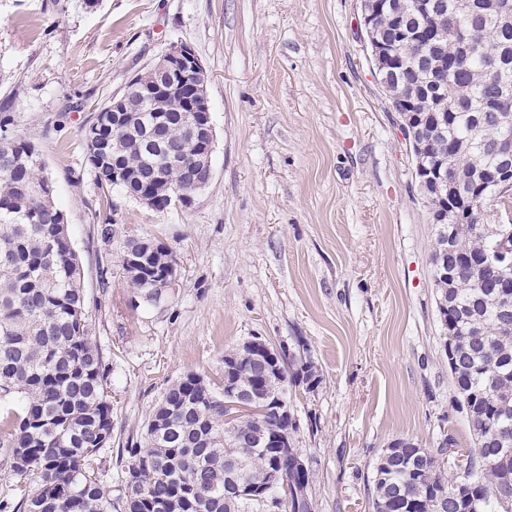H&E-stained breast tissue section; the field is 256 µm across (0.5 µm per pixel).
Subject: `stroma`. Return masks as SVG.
I'll return each instance as SVG.
<instances>
[{"label":"stroma","mask_w":512,"mask_h":512,"mask_svg":"<svg viewBox=\"0 0 512 512\" xmlns=\"http://www.w3.org/2000/svg\"><path fill=\"white\" fill-rule=\"evenodd\" d=\"M360 19L361 0H100L93 12L81 0H0V103L54 182L104 356L112 495L127 442L168 384L221 380L225 353L256 336L321 377L288 391L315 512H371L373 463L396 439L432 451L450 435L472 448L432 288L435 226ZM180 43L207 76L212 178L189 206L158 211L98 188L84 131ZM142 237L177 255L155 305L121 263Z\"/></svg>","instance_id":"obj_1"}]
</instances>
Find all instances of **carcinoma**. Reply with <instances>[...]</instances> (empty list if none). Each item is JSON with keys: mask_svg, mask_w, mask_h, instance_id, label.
I'll use <instances>...</instances> for the list:
<instances>
[{"mask_svg": "<svg viewBox=\"0 0 512 512\" xmlns=\"http://www.w3.org/2000/svg\"><path fill=\"white\" fill-rule=\"evenodd\" d=\"M398 20L376 15L378 37L396 40L388 67L398 68L409 84L383 86L394 111L444 116L438 127L409 126V137L429 143L414 158L415 179L422 170L445 164L448 172L479 178L498 162L497 142L512 138V119L500 116L501 87L512 89V0H394ZM441 62L443 82L434 96L422 92ZM200 75L168 83L158 100L165 121L158 139L180 144L196 163L207 159L190 141L186 117L192 87ZM121 167L139 171L162 194L156 209L187 202L194 195L197 169L171 168L158 151L149 152L128 131L101 132ZM87 163L101 189L112 188V157ZM35 144L12 134L0 140V451L17 481L0 496V512H227L224 506V458L245 452L249 463L238 473L243 483L263 482L275 462L271 449L256 439L251 448L233 447L239 429L224 428L218 393L192 374L165 390L144 425L142 440L126 453L133 465L124 485L143 488L140 496L117 499L102 484L95 463L112 442V404L101 350L88 336L85 293L79 258L68 219L54 202L52 179ZM436 235L430 255L435 264L444 242L457 274L433 282L436 306L448 304V375L466 411L474 448L448 478L450 447L432 452L403 449L399 462L378 454L373 467L371 512H512V455L501 450L506 433L512 447V271L486 260L493 240L486 234L488 214L465 200L439 213L430 209ZM137 261L153 276L176 267L174 251L153 242L127 241L122 266ZM304 373L319 382L313 366L286 363L272 387L285 392Z\"/></svg>", "mask_w": 512, "mask_h": 512, "instance_id": "carcinoma-1", "label": "carcinoma"}]
</instances>
